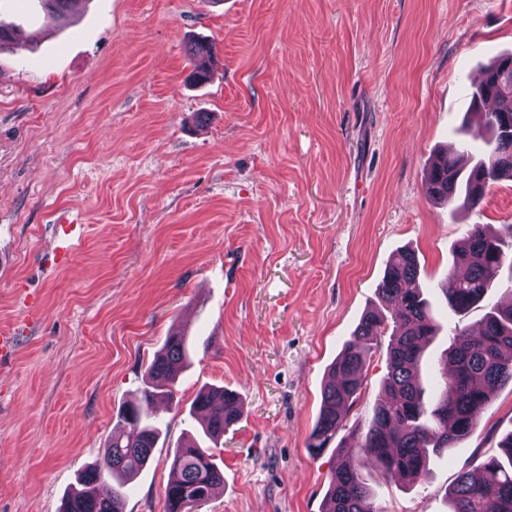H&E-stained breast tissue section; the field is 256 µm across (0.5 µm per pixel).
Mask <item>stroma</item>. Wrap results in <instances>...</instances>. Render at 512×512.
<instances>
[{
    "label": "stroma",
    "mask_w": 512,
    "mask_h": 512,
    "mask_svg": "<svg viewBox=\"0 0 512 512\" xmlns=\"http://www.w3.org/2000/svg\"><path fill=\"white\" fill-rule=\"evenodd\" d=\"M23 41L0 51V512H59L137 401L168 334L189 337L152 459L124 512H163L170 462L203 387L239 394L200 512H321L335 449L306 447L326 373L390 257L415 250L442 329L436 365L476 308L436 283L465 225L504 233L512 181L477 211L431 201L475 73L512 53V0H80L53 22L0 0ZM211 43L194 84L187 49ZM83 244L53 263V221ZM512 433V385L415 485L363 471L383 512H449L460 472Z\"/></svg>",
    "instance_id": "obj_1"
}]
</instances>
